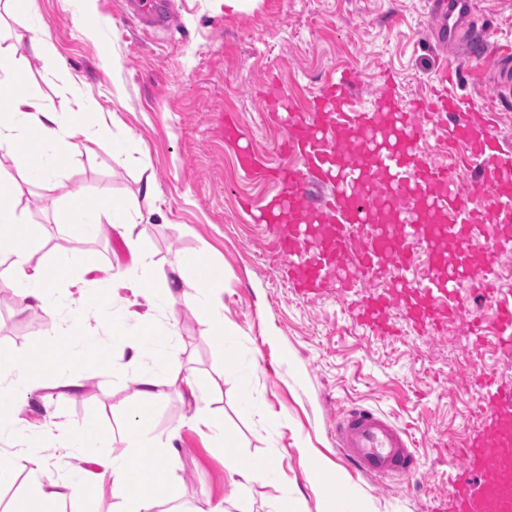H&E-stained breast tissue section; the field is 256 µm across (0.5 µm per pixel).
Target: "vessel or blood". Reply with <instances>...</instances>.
<instances>
[{"instance_id": "b4317fda", "label": "vessel or blood", "mask_w": 512, "mask_h": 512, "mask_svg": "<svg viewBox=\"0 0 512 512\" xmlns=\"http://www.w3.org/2000/svg\"><path fill=\"white\" fill-rule=\"evenodd\" d=\"M131 16L154 29H168L174 10L169 0H127ZM440 42H466L496 58L497 84L512 89V54L490 42L474 24L475 0H431ZM355 75L343 71L315 100L310 112L295 111L280 97L268 106L288 128L281 148L301 155L298 166L276 169L278 193L255 219L271 235L276 258L294 287L313 292L334 282L356 292L350 317L379 326L387 302L368 292L366 283L389 268L404 295L409 315L427 331L437 313L466 317L467 328L482 333L478 312L465 305L459 290L470 277L469 256L485 253L486 297L499 278L497 250L503 229L512 225V152L505 150L487 113L468 100L441 94L404 108L389 91L363 107L351 91ZM441 141L465 145L454 163L438 165L421 153L429 129ZM477 160L476 177L462 184L459 171ZM329 187V201L307 209L311 182ZM366 232L355 240L353 230ZM451 241L455 264L441 266L438 243ZM498 349L512 354V303L497 301ZM480 409L487 431L470 439L460 457L468 480L454 484L450 512H512V389L487 379ZM336 440L345 463L376 478L410 477L417 459L405 430L377 411L356 407L336 424Z\"/></svg>"}]
</instances>
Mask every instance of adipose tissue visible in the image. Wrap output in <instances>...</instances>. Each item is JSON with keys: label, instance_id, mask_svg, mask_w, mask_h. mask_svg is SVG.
<instances>
[{"label": "adipose tissue", "instance_id": "ef3b65f1", "mask_svg": "<svg viewBox=\"0 0 512 512\" xmlns=\"http://www.w3.org/2000/svg\"><path fill=\"white\" fill-rule=\"evenodd\" d=\"M51 53V45L37 34L13 33L10 44L0 48V87L24 84L28 55ZM84 111L85 103L78 94L74 95L73 106L67 112L52 111L28 93L16 94L6 111L0 113V150L14 157L25 181H50L65 140L89 135ZM21 193L20 185L8 189L0 185V233L7 234L13 244L11 270L18 297L26 306L48 311L52 308L51 296L58 283L48 270L29 261V247L36 231L15 205ZM68 222L83 236L96 234L101 224H111L129 247L134 266L143 270L151 268L150 255L139 248L143 217L137 199L130 198L119 204L86 201L80 208L70 210ZM131 316V311H124L121 317L113 319L111 326L113 337L122 339L128 351L129 364H136L144 355L151 354L161 368L170 369L176 356L170 349L169 336L146 329L135 336L127 335ZM148 421V416L144 415L125 427L121 448L106 454L87 453L84 438L72 437L65 445L66 451L82 456L87 466L68 477L38 483L32 495L39 506L38 512H48L52 503L90 494L106 482L111 483L114 496L126 503V512H156L157 490L145 488L141 481L132 479L128 471L130 462H137L143 468L159 461L166 453L165 446L151 436Z\"/></svg>", "mask_w": 512, "mask_h": 512}]
</instances>
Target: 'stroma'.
Listing matches in <instances>:
<instances>
[{
  "label": "stroma",
  "instance_id": "stroma-1",
  "mask_svg": "<svg viewBox=\"0 0 512 512\" xmlns=\"http://www.w3.org/2000/svg\"><path fill=\"white\" fill-rule=\"evenodd\" d=\"M122 0H36L31 14L4 13L0 33L32 29L45 34L53 56L30 58L27 92L51 109L68 111L72 87L86 100V124L105 131L98 144L72 140L56 178L23 184L17 200L40 240L32 264L56 272L76 249L92 266L126 272L130 252L111 227L94 237L69 228L68 198L93 202L137 197L145 226L141 247L154 273L170 272L179 260L223 266L224 283L197 305V291L171 306L153 308L158 333H173L178 352L172 372L158 370L153 356L128 364L110 325L128 290L108 279L84 293L57 288L44 314L13 299L8 264L0 263V347L23 353L69 333L80 357L69 368L84 389L69 396L49 366L34 362L24 399L23 422L0 430V454L15 461L0 484V512L28 499L39 476L65 477L79 459L63 446L75 434L90 444L111 442L120 426L148 413L150 429L173 450L160 468L148 469L161 490L157 512H335L353 500L358 512H437L460 476L459 444L482 424L477 374H494L512 387V358L490 342L469 335L459 321L430 336L405 317L402 296L386 312L391 334L352 322V296L333 283L305 294L282 278L267 250V232L253 223L242 200L262 204L275 187L269 170L287 163L278 145L287 131L267 111L270 92L308 106L337 71L356 68L355 93L370 106L384 73L403 104L428 95L443 65L429 36L436 25L430 0H174L172 26L144 29L122 19ZM479 25L491 40L512 47V0H476ZM492 59L463 58L451 89L494 116L495 131L512 147V100L493 94ZM235 113L259 162L243 177L235 151L224 140V115ZM126 149L123 162L113 143ZM153 178L152 196L140 195ZM223 316L232 351L219 344L213 315ZM109 354L91 363L88 350ZM192 373L199 391L189 405L172 378ZM154 376L156 396L141 399L137 380ZM253 402L256 412L243 410ZM362 406L395 421L420 459L412 478L381 481L357 476L339 458L336 422ZM222 423L240 454L275 466L272 478L239 487L233 463L195 411ZM40 457L34 474L29 457Z\"/></svg>",
  "mask_w": 512,
  "mask_h": 512
}]
</instances>
